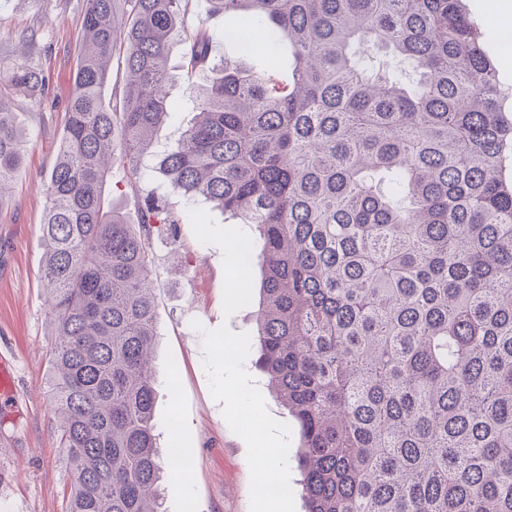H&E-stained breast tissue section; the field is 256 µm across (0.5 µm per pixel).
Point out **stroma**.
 Returning a JSON list of instances; mask_svg holds the SVG:
<instances>
[{
  "instance_id": "stroma-1",
  "label": "stroma",
  "mask_w": 512,
  "mask_h": 512,
  "mask_svg": "<svg viewBox=\"0 0 512 512\" xmlns=\"http://www.w3.org/2000/svg\"><path fill=\"white\" fill-rule=\"evenodd\" d=\"M85 9L86 0H0V73L16 63V45L29 36L33 44L26 62L46 79L41 99H17L29 144L13 196L0 207V360L14 378L12 409L0 413V512H67L70 495L68 461L47 387L52 328L41 281L40 224L46 207L42 178L56 159ZM201 21L214 34L213 63L290 78V47H282L275 66L262 54H246L228 36L237 23L234 16L210 14L206 0H191L187 24ZM188 39L181 34L170 46L172 111L152 139L145 157L150 165L197 120L191 98L206 77L187 75L180 67ZM142 189L184 216L175 233L151 238L154 422L161 447H170L176 437L187 450L184 465L167 467L161 478L162 512H304L300 475L289 458L298 445L295 422L268 392L256 364L261 272L256 266L242 272L234 251L235 235L247 233V226L209 203L187 201L162 175H153ZM228 343L235 348L230 373L221 352ZM234 400L258 403L257 428H243L230 407ZM271 444L287 453L276 479L288 493L262 500L254 492L257 453Z\"/></svg>"
}]
</instances>
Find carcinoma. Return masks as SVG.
Masks as SVG:
<instances>
[{
    "instance_id": "obj_1",
    "label": "carcinoma",
    "mask_w": 512,
    "mask_h": 512,
    "mask_svg": "<svg viewBox=\"0 0 512 512\" xmlns=\"http://www.w3.org/2000/svg\"><path fill=\"white\" fill-rule=\"evenodd\" d=\"M188 2L87 0L43 181L68 512H159L150 239L183 216L147 199L128 224L103 187L116 164L134 192L152 172ZM208 3L265 54L288 38L291 81L213 71L159 170L259 234L238 264L261 270L259 367L296 421L306 512H512V121L489 35L462 0ZM189 39L182 68L210 69L211 31ZM44 90L25 63L0 75V206L26 143L10 104ZM125 84V74L123 65L116 59L111 63L108 82L104 88V98L106 103L119 102Z\"/></svg>"
}]
</instances>
